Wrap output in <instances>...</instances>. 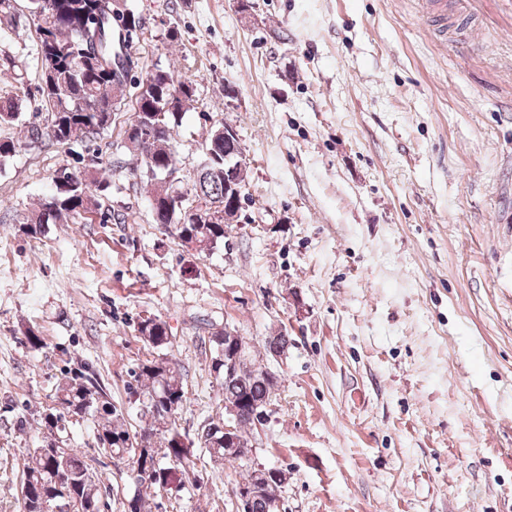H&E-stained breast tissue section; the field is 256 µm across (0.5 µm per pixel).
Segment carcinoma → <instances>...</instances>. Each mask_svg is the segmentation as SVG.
I'll use <instances>...</instances> for the list:
<instances>
[{
	"label": "carcinoma",
	"instance_id": "obj_1",
	"mask_svg": "<svg viewBox=\"0 0 512 512\" xmlns=\"http://www.w3.org/2000/svg\"><path fill=\"white\" fill-rule=\"evenodd\" d=\"M96 0H27L28 15L38 19L36 54L42 62L39 74L41 102L35 112L45 113L44 123L23 119L26 105L18 96H0V126L21 125L31 146L89 143L96 140L112 122V109L127 97V88L144 89L139 98L141 126L127 131L124 148L135 153L142 168L155 172L150 206L157 224L172 227V233L199 256H207L224 244L227 230L222 224H183L182 213L164 208L168 197L177 192L172 184L158 178L178 162L173 144L175 128L182 116L193 108L196 87L175 73L156 67L136 79L132 69L114 60V23L141 30L142 17L129 10L127 16L95 12ZM186 89L184 98L168 105L170 91ZM217 146L216 156L198 170L193 194L210 204H224V150ZM71 187L41 200L39 208L19 220V231L31 237L42 235L50 224H81L89 216L101 221L124 224L128 215L114 213L102 200L111 187L112 169L96 162L92 172H72ZM137 331L150 357L130 371L128 409L135 410L132 421L125 420L123 408L112 397L96 372L86 363L64 370L52 396V405L39 414L40 436L27 450L23 466L20 512H41V500L56 489V478L66 476L79 502H91L100 510L102 480L96 472L95 458H88L74 448L69 423H91L94 447L99 454L119 461L135 457L146 472L133 493L131 512H150L143 490L181 491L195 471V449H206L209 456L225 460L224 432L218 430L220 415L205 425L190 440L177 428V415L187 402L179 363L171 354L173 342L165 320L146 317ZM213 371L220 378L224 401L239 409L233 439L241 441L253 429V412L257 403L269 398L270 384L258 377L264 368L249 360V368L230 377L224 375V330L210 336ZM56 437L51 454L41 452L46 433ZM155 438L158 452H138V440ZM265 493L253 498L250 512H271L272 500L282 487L274 475L268 477Z\"/></svg>",
	"mask_w": 512,
	"mask_h": 512
}]
</instances>
